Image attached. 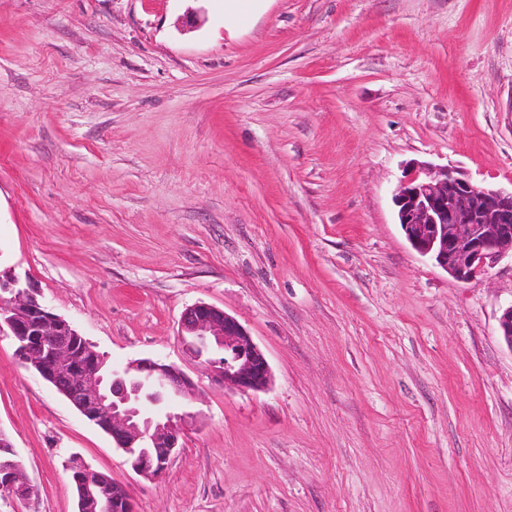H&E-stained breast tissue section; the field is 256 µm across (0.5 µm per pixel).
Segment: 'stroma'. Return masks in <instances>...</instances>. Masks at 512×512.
Returning <instances> with one entry per match:
<instances>
[{
    "label": "stroma",
    "instance_id": "stroma-1",
    "mask_svg": "<svg viewBox=\"0 0 512 512\" xmlns=\"http://www.w3.org/2000/svg\"><path fill=\"white\" fill-rule=\"evenodd\" d=\"M0 0V267L117 366L201 402L162 478L0 332V432L77 512L66 462L137 512H512V259L467 282L419 256L405 164L512 187V0ZM237 318L261 392L211 384L186 307Z\"/></svg>",
    "mask_w": 512,
    "mask_h": 512
}]
</instances>
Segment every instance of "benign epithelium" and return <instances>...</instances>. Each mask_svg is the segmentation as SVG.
Instances as JSON below:
<instances>
[{"label":"benign epithelium","mask_w":512,"mask_h":512,"mask_svg":"<svg viewBox=\"0 0 512 512\" xmlns=\"http://www.w3.org/2000/svg\"><path fill=\"white\" fill-rule=\"evenodd\" d=\"M398 224L418 254L459 281H468L512 256V189L479 186L448 165L418 163L404 171L393 196ZM8 331L19 358L100 426L125 453L149 447L131 462L147 479L161 477L199 399L181 369L145 358L122 368L106 365L73 324L38 298L34 285L0 270V332ZM512 348V304L498 320ZM179 336L207 365L212 381L239 392H257L272 381L269 362L244 326L224 310L199 302L185 309ZM78 512H111V479L81 463ZM21 464L0 462V492L24 499L32 491Z\"/></svg>","instance_id":"1"}]
</instances>
